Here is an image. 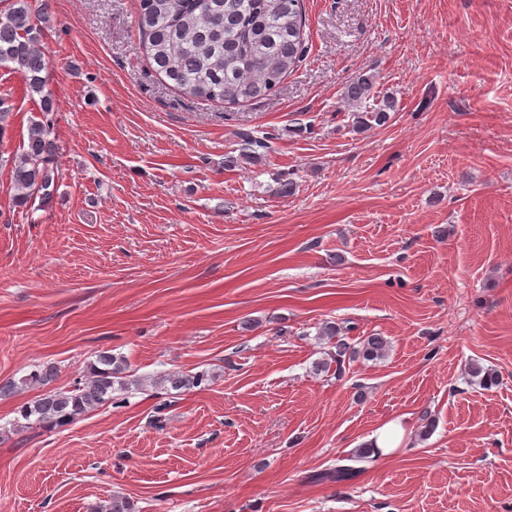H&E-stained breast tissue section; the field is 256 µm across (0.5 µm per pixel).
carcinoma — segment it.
Masks as SVG:
<instances>
[{"label": "carcinoma", "instance_id": "obj_1", "mask_svg": "<svg viewBox=\"0 0 512 512\" xmlns=\"http://www.w3.org/2000/svg\"><path fill=\"white\" fill-rule=\"evenodd\" d=\"M50 0L40 9L31 0H11L0 12V67L20 75L32 96L40 98L41 110L53 111L44 59V28L50 22ZM305 15L302 0H138V29L142 48L154 70L183 93L213 102L228 104L249 102L277 91L304 59L308 45L304 37ZM373 85L370 75L353 79L343 93L344 103L356 109L353 127L363 131L371 124L383 125L395 108L392 99L382 105L367 103ZM51 120L31 126L27 148L3 159L12 168L17 190L16 202L25 206L40 195H48L53 182L54 139ZM242 156L257 160L272 150L271 137L257 136L244 130L239 133ZM341 328L328 321L320 336L336 340V358L346 353L373 360L384 356L386 342L380 336L365 337L358 349L338 338ZM124 357L103 351L89 366L85 380L62 390H51L23 404L19 415L22 428L39 425L61 427L79 416L111 402L120 403L122 396L142 386L139 379L126 375ZM53 364L36 366L27 378L17 384L0 385V396L14 394L19 386L47 385L54 380ZM205 373L171 372L156 383L180 395L199 387ZM94 512H134L133 504L124 496L114 495Z\"/></svg>", "mask_w": 512, "mask_h": 512}]
</instances>
